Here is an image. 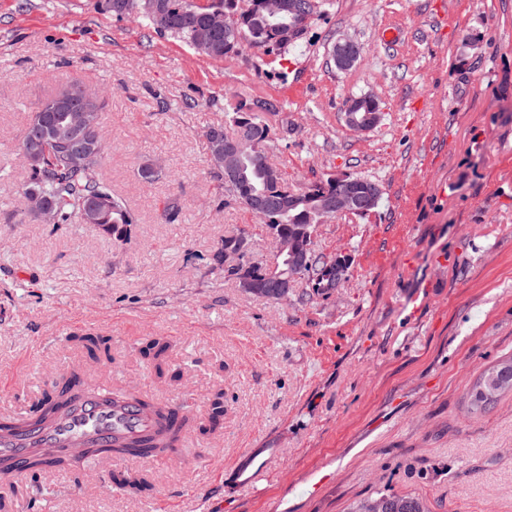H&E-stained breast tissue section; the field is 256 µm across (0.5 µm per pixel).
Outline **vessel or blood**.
Instances as JSON below:
<instances>
[{"label": "vessel or blood", "mask_w": 512, "mask_h": 512, "mask_svg": "<svg viewBox=\"0 0 512 512\" xmlns=\"http://www.w3.org/2000/svg\"><path fill=\"white\" fill-rule=\"evenodd\" d=\"M157 428L154 418L139 405L112 406L102 393L79 394L69 407L51 423L29 416L13 423L11 414H0V458L13 465L12 478L27 474V462L35 453L48 448H67L82 455L87 448H107L112 438L123 435L137 440L152 435Z\"/></svg>", "instance_id": "vessel-or-blood-1"}]
</instances>
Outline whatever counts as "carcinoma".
<instances>
[{"label": "carcinoma", "mask_w": 512, "mask_h": 512, "mask_svg": "<svg viewBox=\"0 0 512 512\" xmlns=\"http://www.w3.org/2000/svg\"><path fill=\"white\" fill-rule=\"evenodd\" d=\"M162 12L157 17L148 10L146 0H105V7L113 15L131 17L160 35L176 38L189 47H194L193 32L201 25L207 14L218 11L236 18L234 29L216 34L211 51L205 56L213 59H227L237 56L246 46L256 47L274 53L302 39L303 32L292 30L286 25L288 16H283L280 26L270 20L264 10L263 0H250L247 8L240 7V0H210L201 7L194 0H154ZM61 94L56 91L43 101L24 131L19 149L23 152L29 170L24 190L34 189L50 207L55 224H94L103 233L117 241L127 238L128 227L136 223L132 211L112 192V185L103 178L101 167L107 153L104 144L85 153L84 161L75 165L70 160L71 147L65 142L45 144L37 131L43 114L53 110L55 99ZM232 135H242L256 141L257 157L241 160L240 174L233 179L224 177V169L215 170L216 176L224 180L226 201L247 208L246 199L253 193H260L273 201V207L258 216L266 229H273L290 241L298 239L302 225L316 228L320 220V206L327 195H334L343 188L341 177L329 175L309 183L300 190L288 189L283 173L271 174L259 163L270 142L269 127L253 112V107L242 102L232 117ZM312 264L299 277L305 279L311 288V295L326 296L333 273L328 266V256L311 252ZM71 341L82 346L94 359L109 356V339L104 336H73ZM171 341L165 336H153L143 343L140 353L147 359L156 374L175 382L179 372L172 369L169 361ZM71 391V385L61 388L54 385L43 417L53 415L62 406V398ZM224 421V391L216 389L209 399V413L206 421L196 426L201 436L214 433ZM167 443L163 440L144 439L141 443L114 441L112 452L124 455L137 449L141 455L163 452ZM44 467L66 470L73 467L66 450L57 449L49 456L37 455L31 461L36 471ZM119 487L136 494L149 493L154 489L149 474L144 470H128L113 476Z\"/></svg>", "instance_id": "obj_1"}]
</instances>
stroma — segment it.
I'll return each instance as SVG.
<instances>
[{"instance_id": "1", "label": "stroma", "mask_w": 512, "mask_h": 512, "mask_svg": "<svg viewBox=\"0 0 512 512\" xmlns=\"http://www.w3.org/2000/svg\"><path fill=\"white\" fill-rule=\"evenodd\" d=\"M342 37L362 49L348 70L330 56ZM75 81L108 99L102 172L137 219L122 242L26 211L19 140ZM369 94L383 118L354 133L346 103ZM245 101L292 189L341 173L383 187L370 215L316 227L315 252L350 260L330 296L299 279L287 300L259 301L213 265L240 232L246 261L273 260L207 162L205 132ZM77 331L108 337L112 362L85 358ZM151 336L170 339L178 384L141 357ZM511 354L512 0H333L285 52L230 60L103 0H0V410L25 413L79 358L92 382L128 381L196 418L224 390L223 432L147 463L151 496L113 485L116 458L0 477L9 512H353L380 492L429 512H512V393L467 411L477 376Z\"/></svg>"}]
</instances>
